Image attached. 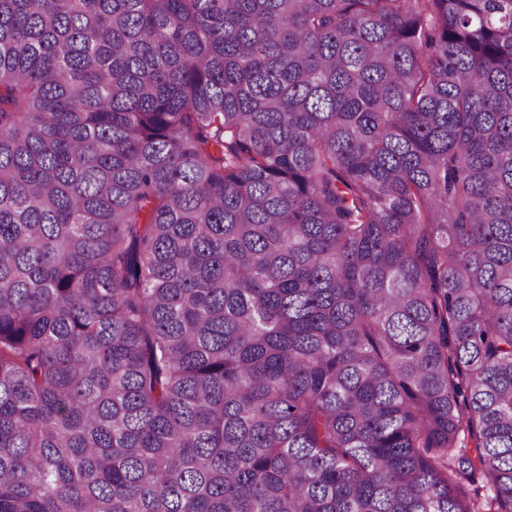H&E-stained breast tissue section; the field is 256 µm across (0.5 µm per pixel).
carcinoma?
Returning a JSON list of instances; mask_svg holds the SVG:
<instances>
[{"label": "carcinoma", "mask_w": 512, "mask_h": 512, "mask_svg": "<svg viewBox=\"0 0 512 512\" xmlns=\"http://www.w3.org/2000/svg\"><path fill=\"white\" fill-rule=\"evenodd\" d=\"M0 512H512V0H0Z\"/></svg>", "instance_id": "carcinoma-1"}]
</instances>
